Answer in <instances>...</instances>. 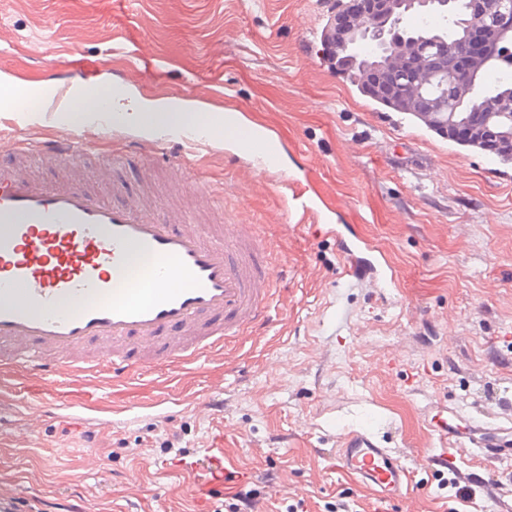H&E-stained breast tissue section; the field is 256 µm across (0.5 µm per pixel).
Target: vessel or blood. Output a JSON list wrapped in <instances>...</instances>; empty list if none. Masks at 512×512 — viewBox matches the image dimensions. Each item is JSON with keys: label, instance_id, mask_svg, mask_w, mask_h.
Wrapping results in <instances>:
<instances>
[{"label": "vessel or blood", "instance_id": "vessel-or-blood-1", "mask_svg": "<svg viewBox=\"0 0 512 512\" xmlns=\"http://www.w3.org/2000/svg\"><path fill=\"white\" fill-rule=\"evenodd\" d=\"M97 70L93 62L66 66L51 111L78 109L100 126L107 107ZM12 150L46 154L67 167L80 163L68 135ZM168 169L166 191L174 200L186 193L188 177L182 162ZM208 213L159 209L131 195L118 175L105 201L77 183L45 186L0 169V391L34 402L45 420L69 410L103 413L90 393L99 375L121 388L123 409L165 405L168 397L146 399L131 385L130 345L148 366L191 364L266 321L274 288L270 247L255 225L212 224ZM336 462L388 500L411 496L406 465L369 428L342 435ZM235 467L218 453L209 468L191 470L197 501L222 488Z\"/></svg>", "mask_w": 512, "mask_h": 512}]
</instances>
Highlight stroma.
Wrapping results in <instances>:
<instances>
[{
    "label": "stroma",
    "mask_w": 512,
    "mask_h": 512,
    "mask_svg": "<svg viewBox=\"0 0 512 512\" xmlns=\"http://www.w3.org/2000/svg\"><path fill=\"white\" fill-rule=\"evenodd\" d=\"M336 0H0V163L16 141L59 128L41 102L64 61L102 62L100 92L144 106L222 112L276 143L266 171L222 134L206 148L172 141L191 165L189 186L209 191L226 220L258 224L283 244L272 322L228 341L182 371L157 365L144 392L175 406L112 416V429L66 416L30 428L25 448L0 436V494L42 512H215L197 507L187 466L223 449L239 464L232 491L267 512L304 501L328 512H512V166L463 149L376 105L331 70L322 33ZM148 46L158 78L117 93L121 67ZM19 87L29 112L5 111ZM87 130L82 182L121 157L137 190L157 184L153 133L113 123ZM311 207L300 216L302 204ZM335 232H326V225ZM224 403L221 413L198 401ZM493 428L497 457L456 455L473 495L438 489L430 457L436 422ZM372 425L406 463L415 493L387 501L336 469L340 436ZM101 458L84 469L85 452ZM288 483L270 496V478Z\"/></svg>",
    "instance_id": "obj_1"
}]
</instances>
